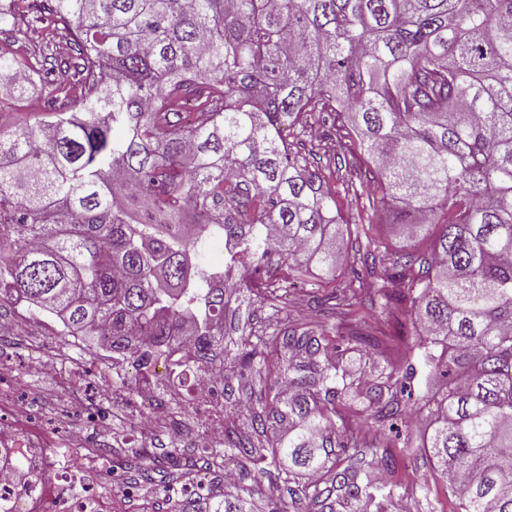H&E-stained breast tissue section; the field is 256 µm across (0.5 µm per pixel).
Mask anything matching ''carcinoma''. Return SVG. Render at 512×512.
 Masks as SVG:
<instances>
[{
	"label": "carcinoma",
	"instance_id": "carcinoma-1",
	"mask_svg": "<svg viewBox=\"0 0 512 512\" xmlns=\"http://www.w3.org/2000/svg\"><path fill=\"white\" fill-rule=\"evenodd\" d=\"M16 12L35 15L49 45L25 62L0 55V94L65 77L85 115L0 129V302L110 337L143 369L124 380L132 395L188 314L189 361L208 366L225 296L277 315L273 265L330 273L337 240L365 233L282 137L302 113L330 112L327 137L370 159L392 223L429 242L425 273L409 254L392 260L424 335L404 375L382 368L373 382L322 326L250 331L232 369L266 377L267 403L208 461L249 462L256 479L286 458L285 484L321 474L291 489L308 512H386L394 486L337 463L360 436L332 417L366 398L396 419L420 371L442 381L415 425L461 512H512V0H9L0 23ZM188 212L209 216L247 279L203 263ZM360 287L357 274L336 283V314L352 313ZM209 493L198 480L181 512ZM249 493L231 485L214 512H249Z\"/></svg>",
	"mask_w": 512,
	"mask_h": 512
}]
</instances>
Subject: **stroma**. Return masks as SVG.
Returning <instances> with one entry per match:
<instances>
[{
  "mask_svg": "<svg viewBox=\"0 0 512 512\" xmlns=\"http://www.w3.org/2000/svg\"><path fill=\"white\" fill-rule=\"evenodd\" d=\"M81 110L82 106L76 102L74 94L55 90L54 86L38 81L31 86L25 98H10L0 105V127L10 129L19 124L32 125L53 120L60 112L78 113ZM300 121L305 127L303 146L319 149L317 171L335 191L342 215L361 213L369 237L382 242L387 252L416 251V243L396 235L386 224L382 208H363L361 200L342 193L343 179L363 180L367 160H358L355 168L347 169L344 175H337L333 162L335 150L322 148L319 121L305 115ZM357 250L355 238H348L333 275L315 278L310 287L298 284L284 291L283 314L289 324H319L334 328L337 317L334 311L317 303L319 290L330 288L357 271L361 272L368 288L387 280L391 273L388 260H378L375 268L365 271L355 260ZM359 301L361 317L352 323L353 333L382 339V346L375 349L378 365L391 364L396 371H404L406 363L400 353L415 342L414 316L410 309L396 303L387 309H374L364 294L360 295ZM271 316V310L257 302L242 307L229 303L224 314V340L214 354L215 361H224L226 350L233 342L247 334L250 328L267 324ZM0 333L9 338L7 344L0 346V362L17 373L16 379L0 384V391L18 395L44 434H54L80 421V414L62 393L63 384L77 378L78 363L74 354L64 350L60 337L38 322L20 319L15 304L10 302L0 304ZM38 351L58 354L57 375L44 376L34 370L33 355ZM174 414L182 429L178 437L172 436L167 426L144 434L130 427L128 421L117 420L108 430L86 425L84 444L57 447L53 454L66 463L90 464L93 483L110 512H176L188 484L184 481L173 483L169 461L174 457L180 464L190 465L194 473L204 478L213 495H223V469H207V459L197 448L195 413L182 407L175 409ZM372 415L371 407L361 405L358 420L364 425L366 445L357 449L353 459L366 464L378 453L389 458L390 465L383 471V483L401 487L389 512H410L409 506L414 502L421 504L422 512H457L458 501L449 494L447 483L439 477L429 457L417 449L402 452L395 432L388 426L373 422ZM143 445L152 449V458L143 459L136 455V448ZM251 501V512H271L277 504L285 505L287 512L307 510L305 502L291 497L273 467L254 482Z\"/></svg>",
  "mask_w": 512,
  "mask_h": 512,
  "instance_id": "35a3bbf8",
  "label": "stroma"
}]
</instances>
